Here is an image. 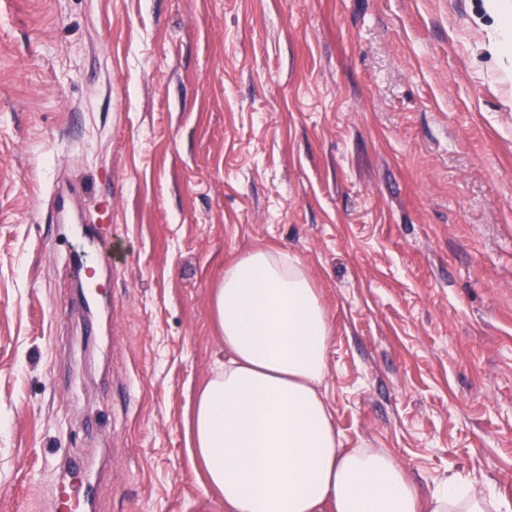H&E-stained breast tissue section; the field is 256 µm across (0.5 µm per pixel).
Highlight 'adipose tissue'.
Masks as SVG:
<instances>
[{"instance_id": "adipose-tissue-1", "label": "adipose tissue", "mask_w": 512, "mask_h": 512, "mask_svg": "<svg viewBox=\"0 0 512 512\" xmlns=\"http://www.w3.org/2000/svg\"><path fill=\"white\" fill-rule=\"evenodd\" d=\"M224 363L199 391L192 450L224 512H512L452 475L423 492L388 454L343 451L321 391L332 324L303 261L258 248L214 298Z\"/></svg>"}]
</instances>
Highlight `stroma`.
Here are the masks:
<instances>
[{"label": "stroma", "instance_id": "35a3bbf8", "mask_svg": "<svg viewBox=\"0 0 512 512\" xmlns=\"http://www.w3.org/2000/svg\"><path fill=\"white\" fill-rule=\"evenodd\" d=\"M486 0H0V512H224L188 449L224 267L298 255L345 448L512 501V58ZM87 222L111 320L58 257ZM57 454L65 458L66 474L58 481L56 492L65 498L67 506L64 512H93L96 510L94 485L95 473L91 467H85L84 476L78 486L71 484L68 476H73L81 470L82 466L68 457L64 450L57 449Z\"/></svg>", "mask_w": 512, "mask_h": 512}]
</instances>
